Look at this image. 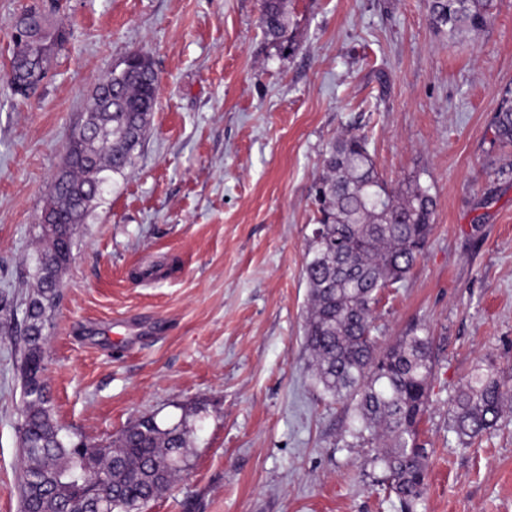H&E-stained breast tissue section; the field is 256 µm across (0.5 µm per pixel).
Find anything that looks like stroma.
<instances>
[{"instance_id": "obj_1", "label": "stroma", "mask_w": 512, "mask_h": 512, "mask_svg": "<svg viewBox=\"0 0 512 512\" xmlns=\"http://www.w3.org/2000/svg\"><path fill=\"white\" fill-rule=\"evenodd\" d=\"M29 2L0 0V512H21L20 329L41 216L98 80L134 50L159 74L157 109L78 228L49 315L63 433L108 445L144 415L187 419V466L141 512H512V396L467 452L448 429L472 367L512 380V147L494 138L512 0L456 44L427 0H288L289 51L264 36L261 0H58L71 38L22 101L5 74ZM350 129L389 186L416 178L437 201L423 256L373 313L380 344L414 323L434 336V454L410 511L362 471L368 449L343 447L348 419L303 338L314 183Z\"/></svg>"}]
</instances>
